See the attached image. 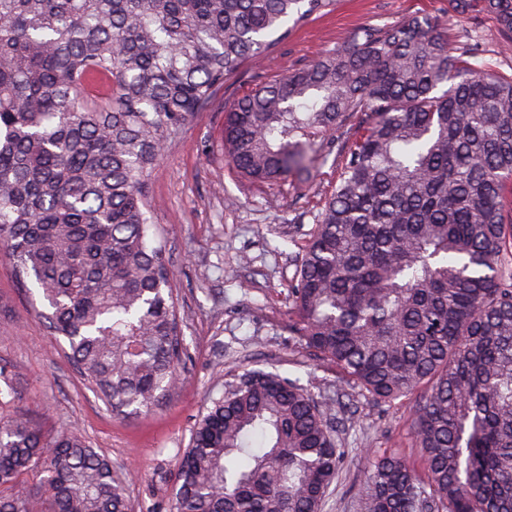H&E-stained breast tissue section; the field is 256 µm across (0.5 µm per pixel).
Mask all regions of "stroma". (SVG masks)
I'll list each match as a JSON object with an SVG mask.
<instances>
[{
    "instance_id": "obj_1",
    "label": "stroma",
    "mask_w": 512,
    "mask_h": 512,
    "mask_svg": "<svg viewBox=\"0 0 512 512\" xmlns=\"http://www.w3.org/2000/svg\"><path fill=\"white\" fill-rule=\"evenodd\" d=\"M413 13L442 17L452 30L468 23L449 15L448 0H337L333 13L311 19L267 58L243 64L168 142L148 187L185 317L188 360L179 389L158 409L113 416L34 317L0 253V360L10 364L17 388L16 397L0 402V412L24 411L47 435L77 428L110 458L133 512H170L176 462L225 372L272 366L335 385V370L288 334V285L313 228L312 220L297 224L293 216L330 190L336 168L326 165L301 182L251 185L224 158V108L243 89L346 44L359 26ZM337 394L345 406L341 438L349 454L323 512H356L373 449L417 458L414 403L377 406L347 387Z\"/></svg>"
}]
</instances>
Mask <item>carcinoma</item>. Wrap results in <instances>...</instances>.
Here are the masks:
<instances>
[{"label":"carcinoma","mask_w":512,"mask_h":512,"mask_svg":"<svg viewBox=\"0 0 512 512\" xmlns=\"http://www.w3.org/2000/svg\"><path fill=\"white\" fill-rule=\"evenodd\" d=\"M512 51V0H448ZM335 0H0V250L115 416L160 407L187 352L147 178L238 67ZM349 123L344 141L336 126ZM227 164L255 184L337 163L288 285L290 336L377 404L417 393L413 462L373 456L360 512H512V76L430 15L364 24L242 91ZM336 400L244 369L198 418L172 512H322ZM39 476L37 492L24 486ZM132 512L75 428L0 415V512Z\"/></svg>","instance_id":"carcinoma-1"}]
</instances>
